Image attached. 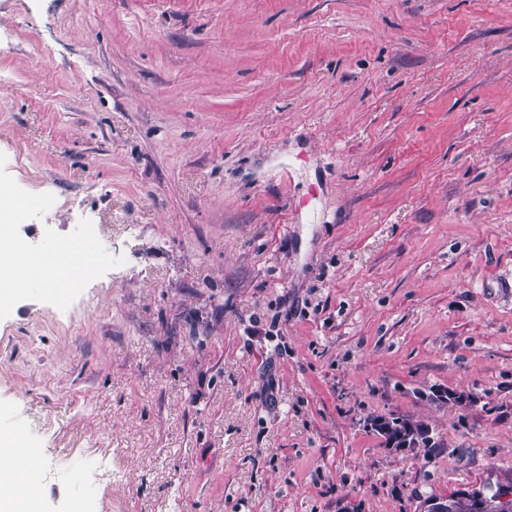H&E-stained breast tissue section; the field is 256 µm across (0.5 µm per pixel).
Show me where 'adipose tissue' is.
<instances>
[{
	"label": "adipose tissue",
	"instance_id": "adipose-tissue-1",
	"mask_svg": "<svg viewBox=\"0 0 512 512\" xmlns=\"http://www.w3.org/2000/svg\"><path fill=\"white\" fill-rule=\"evenodd\" d=\"M21 210L7 186H0V308L9 307L17 292L36 283L37 276L50 264L69 268L63 249L56 248L40 255L25 253L17 238L7 231L16 223ZM15 437H0V512H33L34 506L22 493L17 477L25 469L28 458Z\"/></svg>",
	"mask_w": 512,
	"mask_h": 512
}]
</instances>
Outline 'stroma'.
I'll use <instances>...</instances> for the list:
<instances>
[{
    "label": "stroma",
    "mask_w": 512,
    "mask_h": 512,
    "mask_svg": "<svg viewBox=\"0 0 512 512\" xmlns=\"http://www.w3.org/2000/svg\"><path fill=\"white\" fill-rule=\"evenodd\" d=\"M0 184L96 270L0 310L38 512L512 479V0H0ZM377 416L371 419V429L379 436L384 438V445L389 448V439L393 438L396 432L414 433L417 432L423 424L404 416ZM384 419V423L376 425L375 422Z\"/></svg>",
    "instance_id": "obj_1"
}]
</instances>
